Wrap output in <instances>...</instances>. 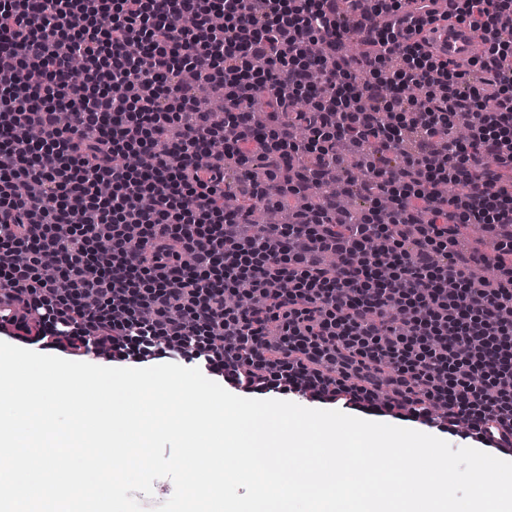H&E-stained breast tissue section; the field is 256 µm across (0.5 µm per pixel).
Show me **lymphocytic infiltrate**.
<instances>
[{"label": "lymphocytic infiltrate", "mask_w": 512, "mask_h": 512, "mask_svg": "<svg viewBox=\"0 0 512 512\" xmlns=\"http://www.w3.org/2000/svg\"><path fill=\"white\" fill-rule=\"evenodd\" d=\"M445 2L0 0V335L181 361L239 393L341 403L512 457V0ZM448 19L483 56L435 53L429 28ZM351 33L361 56L344 51ZM204 87L223 94V124L197 109ZM261 94L275 104L258 130ZM340 144L364 155L388 221L337 218L332 197L283 225L225 210V158L265 155L274 182L244 192L293 201L344 170ZM150 152L147 168L112 163ZM453 182L462 193L434 194ZM463 224L492 251L458 252ZM485 265L488 288L472 277Z\"/></svg>", "instance_id": "1"}]
</instances>
